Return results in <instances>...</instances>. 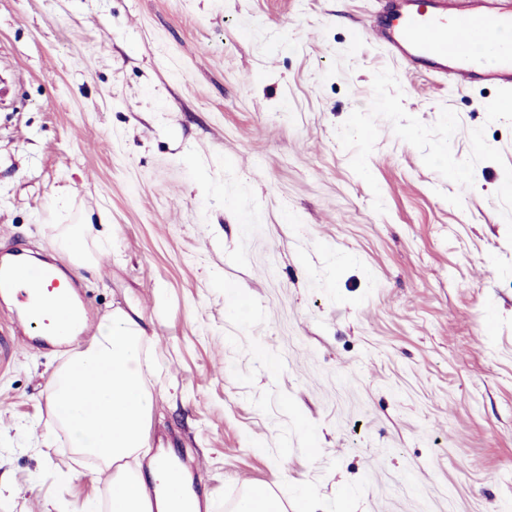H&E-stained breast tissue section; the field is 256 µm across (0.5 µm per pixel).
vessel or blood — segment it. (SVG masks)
I'll use <instances>...</instances> for the list:
<instances>
[{
  "label": "vessel or blood",
  "mask_w": 512,
  "mask_h": 512,
  "mask_svg": "<svg viewBox=\"0 0 512 512\" xmlns=\"http://www.w3.org/2000/svg\"><path fill=\"white\" fill-rule=\"evenodd\" d=\"M394 24L371 28V36L390 56L421 66L434 79L453 78L464 85L489 84L497 106L512 107V57L488 61L484 47L512 45V10L500 0H391ZM65 291L50 269L21 264L0 266V293L18 295L33 331H40L46 310L43 289Z\"/></svg>",
  "instance_id": "obj_1"
}]
</instances>
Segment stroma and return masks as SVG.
<instances>
[{"mask_svg": "<svg viewBox=\"0 0 512 512\" xmlns=\"http://www.w3.org/2000/svg\"><path fill=\"white\" fill-rule=\"evenodd\" d=\"M389 0H0V253L112 219L69 273L155 343L150 453L203 512H512V111L398 65ZM67 203L50 206L59 188ZM0 512H107L55 422L70 348L0 298Z\"/></svg>", "mask_w": 512, "mask_h": 512, "instance_id": "1", "label": "stroma"}]
</instances>
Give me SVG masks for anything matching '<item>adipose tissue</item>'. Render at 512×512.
Wrapping results in <instances>:
<instances>
[{
    "mask_svg": "<svg viewBox=\"0 0 512 512\" xmlns=\"http://www.w3.org/2000/svg\"><path fill=\"white\" fill-rule=\"evenodd\" d=\"M105 232L94 224H74L54 245L77 269L97 263L89 243ZM138 315L118 309L105 316L89 345L70 352L49 381V399L75 452L96 458L109 512H176L170 498L151 500L146 480L166 481L169 466L158 462L149 476L136 463L148 444L154 398L145 380L142 351L151 343Z\"/></svg>",
    "mask_w": 512,
    "mask_h": 512,
    "instance_id": "adipose-tissue-1",
    "label": "adipose tissue"
}]
</instances>
